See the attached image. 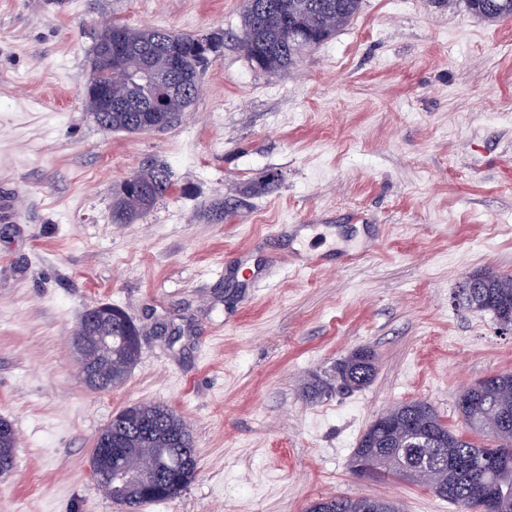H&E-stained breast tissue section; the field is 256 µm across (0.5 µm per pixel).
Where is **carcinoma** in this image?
Listing matches in <instances>:
<instances>
[{
	"label": "carcinoma",
	"mask_w": 512,
	"mask_h": 512,
	"mask_svg": "<svg viewBox=\"0 0 512 512\" xmlns=\"http://www.w3.org/2000/svg\"><path fill=\"white\" fill-rule=\"evenodd\" d=\"M259 2L265 5L260 14L252 9V0H245L240 46L255 68L269 73L291 69L302 51L318 46L313 38L322 42L329 39L338 28L350 23L361 8V0ZM465 4L472 14L489 22L512 19V0H465ZM97 74L98 68L90 66L85 105L92 115L97 109L93 92ZM178 83L179 91L170 94L162 105L167 126L199 94L197 80L192 77H180ZM154 94L152 86L135 89L125 75L112 74L114 100L128 96L147 100ZM133 179L137 184L154 188L156 201L171 186L169 171L162 165L143 169ZM114 206L124 222H131L146 212L137 191H128L123 184L115 194ZM480 280L478 288L460 289L465 303L491 312L501 326L507 319L512 321V275L488 272L480 274ZM139 342L137 328L132 335L112 342V363L107 373L118 379V387L138 362ZM375 373V353L369 347H362L336 362L331 374L309 378L304 384V394L317 400L338 387L352 392L370 384ZM456 408L472 436L448 428L432 404L414 400L390 410L389 427L370 440L360 438L354 456L372 451L375 444L399 445L407 456L425 459L427 469L416 481L428 484L437 494L448 485V466L455 464L461 468V475L448 501L463 507L465 512H480L473 489L492 480L507 493L503 512H512V374L500 373L469 385L458 396ZM124 413L125 429L136 440L140 451L116 458V465L138 474L150 468L151 462L161 459L167 473L162 480L149 485L132 484L117 491L98 476V486L120 506L164 501L186 490L195 479L197 462L192 433L185 419L172 409L151 402L129 406Z\"/></svg>",
	"instance_id": "1"
}]
</instances>
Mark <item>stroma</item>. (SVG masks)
Masks as SVG:
<instances>
[{
	"instance_id": "obj_1",
	"label": "stroma",
	"mask_w": 512,
	"mask_h": 512,
	"mask_svg": "<svg viewBox=\"0 0 512 512\" xmlns=\"http://www.w3.org/2000/svg\"><path fill=\"white\" fill-rule=\"evenodd\" d=\"M244 0H0V417L17 433L0 512H132L90 468L112 416L184 417L197 475L133 512H307L336 494L459 512L427 486L351 460L383 412L426 400L461 430V388L512 372V333L463 302L469 274L512 273V21L464 0H363L285 73L237 46ZM224 47L163 130L112 131L84 103L104 22ZM164 164L138 220L114 190ZM277 174L265 186L267 174ZM322 255V268L271 270ZM122 308L139 360L87 387L68 338ZM368 346L362 390L317 401L303 379Z\"/></svg>"
}]
</instances>
